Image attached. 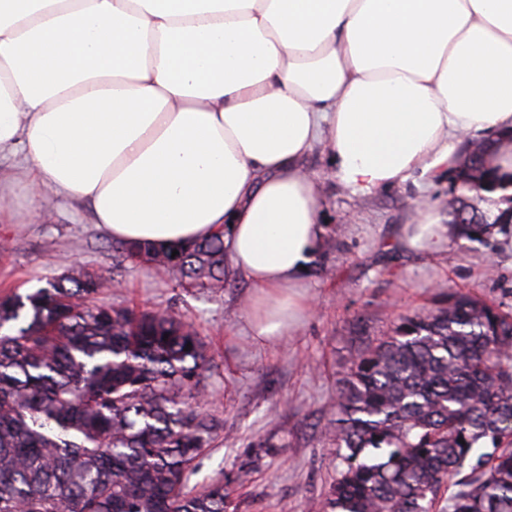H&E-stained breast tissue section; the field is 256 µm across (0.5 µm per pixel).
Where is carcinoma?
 Segmentation results:
<instances>
[{"mask_svg":"<svg viewBox=\"0 0 512 512\" xmlns=\"http://www.w3.org/2000/svg\"><path fill=\"white\" fill-rule=\"evenodd\" d=\"M492 146L466 154L476 196L497 186ZM448 223L477 239L486 220L460 198ZM120 249L186 287H224L222 230ZM109 284L73 269L0 296V512H226L251 471L185 491L212 440L204 340L168 310L97 302ZM335 408L327 512H512V312L452 292L400 317L353 355Z\"/></svg>","mask_w":512,"mask_h":512,"instance_id":"carcinoma-1","label":"carcinoma"}]
</instances>
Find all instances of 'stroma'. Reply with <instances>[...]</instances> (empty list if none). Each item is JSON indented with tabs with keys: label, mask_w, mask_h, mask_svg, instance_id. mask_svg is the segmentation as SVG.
<instances>
[{
	"label": "stroma",
	"mask_w": 512,
	"mask_h": 512,
	"mask_svg": "<svg viewBox=\"0 0 512 512\" xmlns=\"http://www.w3.org/2000/svg\"><path fill=\"white\" fill-rule=\"evenodd\" d=\"M322 180L321 248L307 275L312 307L282 340L253 341L240 318L252 288L238 275L220 288H185L171 276L120 261L118 244L79 204L56 201L45 220L19 207L0 223V293L27 292L81 267L114 280L101 302L163 308L204 336L214 369L202 411L220 428L187 482L195 490L239 467L227 512H323L338 462L322 430L352 354L388 334L400 315L435 307L439 289L468 292L512 310V252L496 231L430 255L399 246L420 207L448 221L459 196L450 176L407 182L356 196L339 186L323 147L305 161Z\"/></svg>",
	"instance_id": "35a3bbf8"
}]
</instances>
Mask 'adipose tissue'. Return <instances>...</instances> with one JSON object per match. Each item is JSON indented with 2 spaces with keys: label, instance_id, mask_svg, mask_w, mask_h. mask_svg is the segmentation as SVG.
<instances>
[{
  "label": "adipose tissue",
  "instance_id": "1",
  "mask_svg": "<svg viewBox=\"0 0 512 512\" xmlns=\"http://www.w3.org/2000/svg\"><path fill=\"white\" fill-rule=\"evenodd\" d=\"M480 132L512 139V0H0V223L20 190L118 242L223 231L263 343L310 303L315 145L364 195ZM457 238L423 212L402 244Z\"/></svg>",
  "mask_w": 512,
  "mask_h": 512
}]
</instances>
